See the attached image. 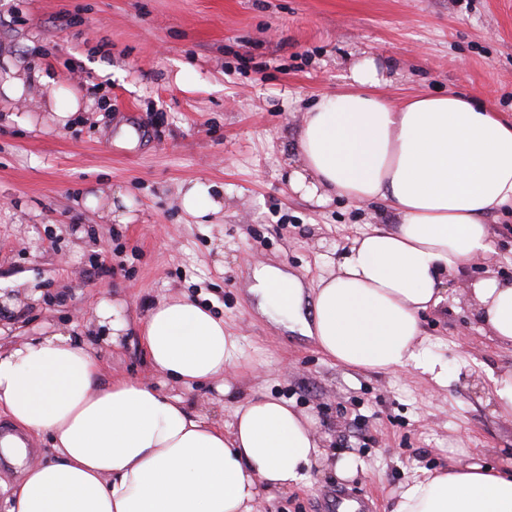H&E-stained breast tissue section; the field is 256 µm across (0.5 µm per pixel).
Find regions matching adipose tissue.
<instances>
[{"instance_id":"ef3b65f1","label":"adipose tissue","mask_w":512,"mask_h":512,"mask_svg":"<svg viewBox=\"0 0 512 512\" xmlns=\"http://www.w3.org/2000/svg\"><path fill=\"white\" fill-rule=\"evenodd\" d=\"M347 81L306 111L288 182L320 206L336 196L384 203L398 221L353 240L316 286L309 321L299 282L282 269H256L252 290L339 364L442 381L448 366L430 357L419 315L442 302L450 275L493 251L488 219L512 210V121L461 94L388 102L372 56ZM472 291L478 321L512 344V281L491 273ZM144 337L152 364L188 386L223 375L239 351L223 320L188 297L159 302ZM99 376L95 348L64 330L0 351V409L21 428L0 437V457L24 473L8 512H258L307 483L324 457L312 417L290 400L251 395L224 430L145 382ZM27 431L51 437L53 458L30 454ZM390 512H512V473L429 472Z\"/></svg>"}]
</instances>
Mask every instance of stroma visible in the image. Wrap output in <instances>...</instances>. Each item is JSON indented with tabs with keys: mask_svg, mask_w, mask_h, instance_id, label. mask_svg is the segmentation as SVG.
<instances>
[{
	"mask_svg": "<svg viewBox=\"0 0 512 512\" xmlns=\"http://www.w3.org/2000/svg\"><path fill=\"white\" fill-rule=\"evenodd\" d=\"M388 66L390 102L458 92L512 119V0H0V79L29 60L61 96L27 85L0 95V347L55 330L97 350L102 382L134 378L182 398L223 427L241 398L263 392L313 417L329 458L355 455L357 475L313 468L271 512H321L325 495L364 494L389 512L401 485L451 463L512 470V420L493 412L488 371L512 369V345L475 318L473 282L512 278V217L489 220L495 251L449 278L419 320L448 380L409 369L337 364L314 338L271 322L250 292L256 266L298 279L311 312L318 278L358 234L396 224L382 203L319 206L287 181L303 114L345 89L355 56ZM197 78L182 86L183 64ZM81 101L80 121H52ZM212 184L223 209L206 223L180 190ZM108 190L128 198L130 222L86 206ZM187 296L238 336V366L186 386L155 369L143 329L158 302ZM123 308L127 329L100 335L96 307ZM231 385L224 395L223 385Z\"/></svg>",
	"mask_w": 512,
	"mask_h": 512,
	"instance_id": "stroma-1",
	"label": "stroma"
}]
</instances>
